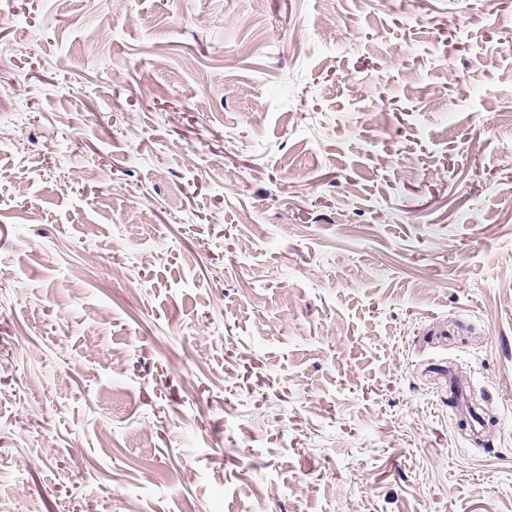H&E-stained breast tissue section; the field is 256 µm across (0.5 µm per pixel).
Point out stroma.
Segmentation results:
<instances>
[{
  "label": "stroma",
  "mask_w": 512,
  "mask_h": 512,
  "mask_svg": "<svg viewBox=\"0 0 512 512\" xmlns=\"http://www.w3.org/2000/svg\"><path fill=\"white\" fill-rule=\"evenodd\" d=\"M0 512H512V0H0Z\"/></svg>",
  "instance_id": "obj_1"
}]
</instances>
